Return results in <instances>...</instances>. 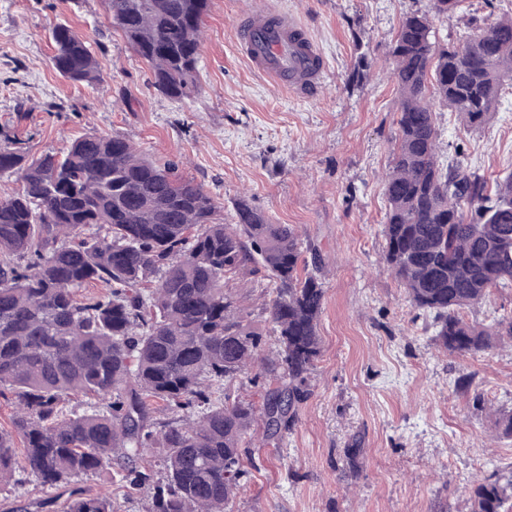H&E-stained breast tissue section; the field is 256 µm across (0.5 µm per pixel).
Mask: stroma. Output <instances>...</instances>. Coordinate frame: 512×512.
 Wrapping results in <instances>:
<instances>
[{
	"mask_svg": "<svg viewBox=\"0 0 512 512\" xmlns=\"http://www.w3.org/2000/svg\"><path fill=\"white\" fill-rule=\"evenodd\" d=\"M255 0H210L203 19L198 91L176 100L112 27L104 0H0V126L33 153L60 152L85 134L121 136L172 161L235 218L246 199L275 224L297 225L323 266V348L312 394L279 443L250 447V476L233 512H470L471 481L512 475V439L489 408L512 410V344L448 354L430 318L382 269L384 175L398 95L388 50L402 19L429 14L437 46L457 44L512 0H464L459 16L432 0H263L292 14L323 50L321 95L295 97L254 71L237 44ZM67 24L94 52L105 89L53 67L50 29ZM440 146L488 178L512 172V92L477 131L436 106ZM356 476L343 470L352 439ZM121 460L80 484L111 496L117 512H147L148 493L118 489ZM62 512L57 490L24 477L0 491V512Z\"/></svg>",
	"mask_w": 512,
	"mask_h": 512,
	"instance_id": "obj_1",
	"label": "stroma"
}]
</instances>
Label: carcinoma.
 <instances>
[{"instance_id":"obj_1","label":"carcinoma","mask_w":512,"mask_h":512,"mask_svg":"<svg viewBox=\"0 0 512 512\" xmlns=\"http://www.w3.org/2000/svg\"><path fill=\"white\" fill-rule=\"evenodd\" d=\"M167 96L198 90L202 18L209 0H104ZM462 0H433L452 17ZM52 61L68 79L104 82L91 48L66 24L51 29ZM463 60L432 41L430 18L405 17L389 56L399 94L385 180L384 269L409 302L432 315L434 341L451 355L512 342V316L491 328L461 310L495 288L512 287V175L487 184L467 163H444L432 101L479 128L512 80V15L466 39ZM0 175L16 174L0 198V396L9 391L12 430L0 431V484L17 469L65 489L64 512H116L79 480L132 462L118 488L150 494L148 512H228L249 475L246 436L292 429L310 394L322 352L324 288L318 261L304 257L293 224H273L245 200L236 223L191 178L178 189L173 162L140 154L127 139L86 134L62 155H29L26 141L0 130ZM250 278L267 292L278 358L260 364L263 335L241 314L229 283ZM103 294H82L86 288ZM262 381L261 407L232 392L249 374ZM92 404L68 412L64 401ZM512 438V410L492 412ZM23 445L17 451L15 441ZM159 449L161 467L145 459ZM360 442L344 449L358 467ZM471 512H512V479L473 481Z\"/></svg>"}]
</instances>
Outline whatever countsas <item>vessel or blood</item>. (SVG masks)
Listing matches in <instances>:
<instances>
[{
	"mask_svg": "<svg viewBox=\"0 0 512 512\" xmlns=\"http://www.w3.org/2000/svg\"><path fill=\"white\" fill-rule=\"evenodd\" d=\"M250 66L300 98L317 96L324 85L325 58L306 28L285 12L251 9L238 32Z\"/></svg>",
	"mask_w": 512,
	"mask_h": 512,
	"instance_id": "1",
	"label": "vessel or blood"
}]
</instances>
